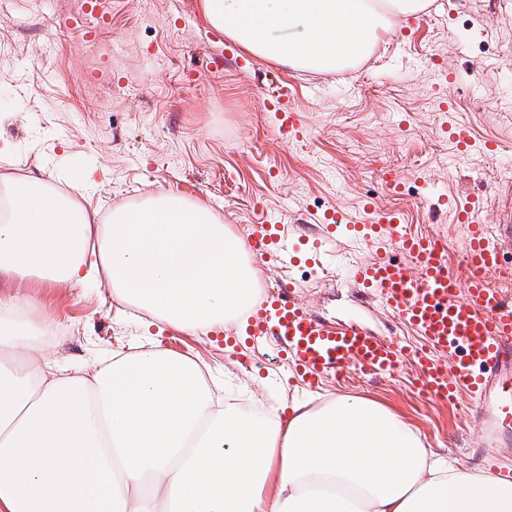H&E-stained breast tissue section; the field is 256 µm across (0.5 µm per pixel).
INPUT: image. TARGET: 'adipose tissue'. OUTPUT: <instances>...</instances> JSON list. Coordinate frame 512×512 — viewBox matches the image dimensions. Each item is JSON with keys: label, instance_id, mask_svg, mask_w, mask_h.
<instances>
[{"label": "adipose tissue", "instance_id": "obj_1", "mask_svg": "<svg viewBox=\"0 0 512 512\" xmlns=\"http://www.w3.org/2000/svg\"><path fill=\"white\" fill-rule=\"evenodd\" d=\"M83 184L12 182L1 269L81 283L93 239L113 295L158 322L206 332L252 303L244 242L206 206L164 194L97 226ZM52 329L0 301V512H512L511 478L440 463L366 398L256 422L153 344L66 374Z\"/></svg>", "mask_w": 512, "mask_h": 512}]
</instances>
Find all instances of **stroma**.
Returning a JSON list of instances; mask_svg holds the SVG:
<instances>
[{
	"label": "stroma",
	"instance_id": "35a3bbf8",
	"mask_svg": "<svg viewBox=\"0 0 512 512\" xmlns=\"http://www.w3.org/2000/svg\"><path fill=\"white\" fill-rule=\"evenodd\" d=\"M81 0H0V190L18 178L67 189L86 174L81 201L102 223L114 209L158 194L202 203L239 238L252 225H285L288 235L314 232L327 210L363 216L366 199L401 212L408 232L441 236L462 255L463 228L449 230L433 197L460 205L481 197L492 224L512 183V0H428L423 12L378 33L361 64L320 73L253 55L206 18L203 0H112L96 39L72 30ZM288 95L306 135L279 137L273 101ZM470 130L474 146L457 156L440 103ZM501 145L483 151L485 142ZM400 179L386 195L382 169ZM329 267L269 261L258 278L276 288L295 281L298 300L317 318L357 323L378 337L419 336L343 279L369 261L349 239L331 242ZM35 308L67 326L52 353L78 368L152 339L206 365L220 396L273 410L281 402L339 395L371 400L395 414L425 447L479 467V449L512 448V429L489 438L483 412L422 398L412 359L389 374L350 367L343 379L310 387L286 365L267 360L264 341L228 347L238 322L206 334L152 325L147 315L110 298L105 278L80 285L0 271V300Z\"/></svg>",
	"mask_w": 512,
	"mask_h": 512
}]
</instances>
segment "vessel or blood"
Returning a JSON list of instances; mask_svg holds the SVG:
<instances>
[{
	"label": "vessel or blood",
	"mask_w": 512,
	"mask_h": 512,
	"mask_svg": "<svg viewBox=\"0 0 512 512\" xmlns=\"http://www.w3.org/2000/svg\"><path fill=\"white\" fill-rule=\"evenodd\" d=\"M105 3L84 0L82 12L89 19L81 27L85 37H94L108 17ZM278 129L288 139L305 133L298 112L292 110L279 112ZM365 212L354 222L331 211L323 221L329 232L352 237L371 249L385 236L393 237L398 257L377 255L354 267L350 276L426 341L427 350L415 355L420 394L451 403L466 395L470 404L489 407L494 421L511 425L512 400L502 394L512 384V298L493 283L512 279V263H504L501 251L503 241L512 240V192L496 214L494 229H487L472 211L459 212V222L469 229V244L459 259L438 239L410 235L398 213L372 202ZM248 245L252 255L262 260L279 254L292 262L319 258L318 244L287 245L277 224L252 225ZM457 263L463 267L459 277L450 271ZM298 290L292 282L261 297L245 315V335L271 337L296 372L312 384L329 372L344 374L353 365L363 373L390 372L399 366L401 339L381 340L355 325L331 326L297 302Z\"/></svg>",
	"instance_id": "b4317fda"
}]
</instances>
